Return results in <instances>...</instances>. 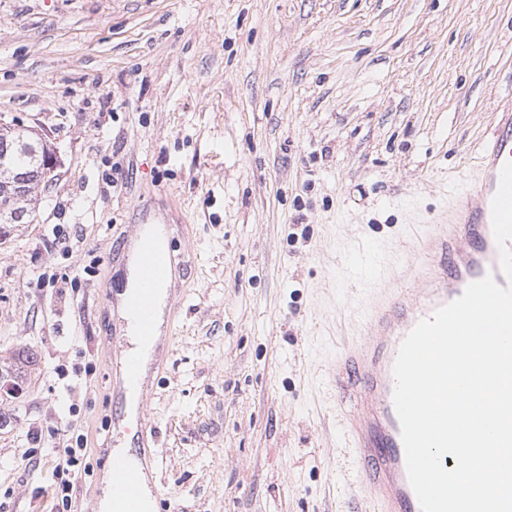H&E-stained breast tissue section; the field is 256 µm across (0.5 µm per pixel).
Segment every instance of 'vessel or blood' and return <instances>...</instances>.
<instances>
[{"instance_id":"b4317fda","label":"vessel or blood","mask_w":512,"mask_h":512,"mask_svg":"<svg viewBox=\"0 0 512 512\" xmlns=\"http://www.w3.org/2000/svg\"><path fill=\"white\" fill-rule=\"evenodd\" d=\"M512 160V108L498 112L491 137L478 155V174L457 194L448 223L419 239L420 262L399 274V287L382 285L358 312L368 338L350 343L336 357L333 376L340 389L354 391L359 410L344 415V451L353 475L373 512H421L406 471L400 423L393 404V364L405 336L421 319L459 298L466 287L486 275L498 285L508 280L499 267V249L491 225V202L503 165ZM135 244L136 279L119 303L132 317L138 341L164 348L159 326L157 289L173 278L175 258L153 242V226L138 225ZM120 349L121 362L112 393L117 400L142 390L145 373L140 354L126 349L120 336L106 337ZM108 477L116 512H141V491L148 478L145 466L125 458L109 460Z\"/></svg>"}]
</instances>
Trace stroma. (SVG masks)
Returning <instances> with one entry per match:
<instances>
[{"mask_svg": "<svg viewBox=\"0 0 512 512\" xmlns=\"http://www.w3.org/2000/svg\"><path fill=\"white\" fill-rule=\"evenodd\" d=\"M512 105V0H0V117L56 178L0 238V512H54L49 448L84 437L101 497L112 249L168 223L173 337L146 378L154 486L177 512H362L331 366L358 278L476 175ZM41 454L25 460L30 435Z\"/></svg>", "mask_w": 512, "mask_h": 512, "instance_id": "obj_1", "label": "stroma"}]
</instances>
